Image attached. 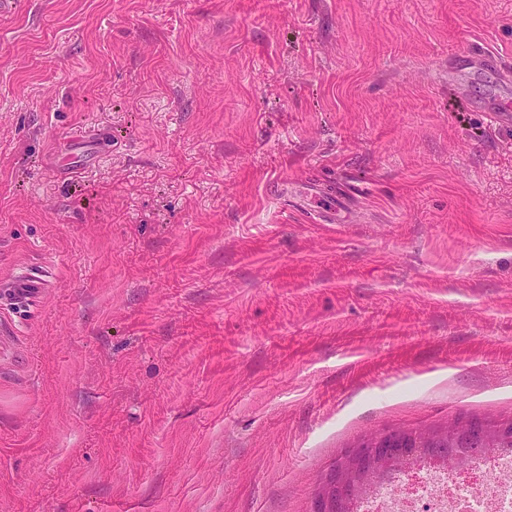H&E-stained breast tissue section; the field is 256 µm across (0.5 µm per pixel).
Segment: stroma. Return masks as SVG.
<instances>
[{
  "instance_id": "obj_1",
  "label": "stroma",
  "mask_w": 512,
  "mask_h": 512,
  "mask_svg": "<svg viewBox=\"0 0 512 512\" xmlns=\"http://www.w3.org/2000/svg\"><path fill=\"white\" fill-rule=\"evenodd\" d=\"M512 0L0 15V512H311L372 431L512 418ZM346 193L332 223L293 207ZM39 271L29 270L17 274L0 283L4 294L19 307H30L39 302L46 280Z\"/></svg>"
}]
</instances>
